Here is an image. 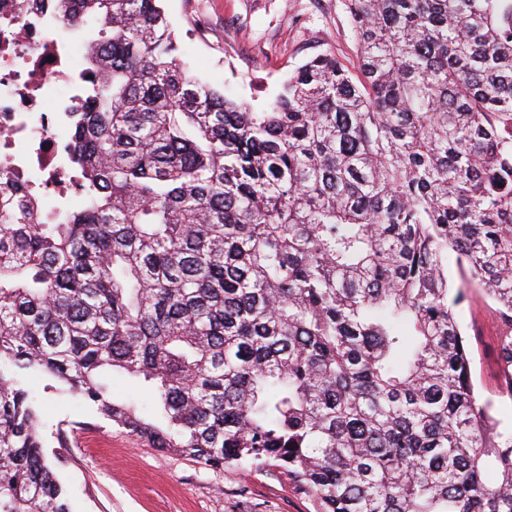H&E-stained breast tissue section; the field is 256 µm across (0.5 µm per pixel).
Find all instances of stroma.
I'll list each match as a JSON object with an SVG mask.
<instances>
[{
  "label": "stroma",
  "instance_id": "stroma-1",
  "mask_svg": "<svg viewBox=\"0 0 512 512\" xmlns=\"http://www.w3.org/2000/svg\"><path fill=\"white\" fill-rule=\"evenodd\" d=\"M163 6L191 71L258 111L289 71L312 56L356 55L344 0H163ZM458 313L476 383L512 426V398L499 394L495 307L474 295ZM29 390L73 512H320L316 497L274 466L212 470L112 426L95 407L45 381Z\"/></svg>",
  "mask_w": 512,
  "mask_h": 512
}]
</instances>
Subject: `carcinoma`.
<instances>
[{
    "label": "carcinoma",
    "mask_w": 512,
    "mask_h": 512,
    "mask_svg": "<svg viewBox=\"0 0 512 512\" xmlns=\"http://www.w3.org/2000/svg\"><path fill=\"white\" fill-rule=\"evenodd\" d=\"M344 2L355 60L312 57L255 112L181 63L159 0H17L97 34L65 147L85 205L38 219L0 168V512H71L42 376L321 512H512V428L456 312L496 306L512 398V0ZM112 392L117 398L129 397L136 400L148 418H154V405L151 396L140 386L127 378L114 373L112 375Z\"/></svg>",
    "instance_id": "1"
}]
</instances>
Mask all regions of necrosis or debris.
<instances>
[{
	"instance_id": "obj_1",
	"label": "necrosis or debris",
	"mask_w": 512,
	"mask_h": 512,
	"mask_svg": "<svg viewBox=\"0 0 512 512\" xmlns=\"http://www.w3.org/2000/svg\"><path fill=\"white\" fill-rule=\"evenodd\" d=\"M61 53L35 19L0 0V160L40 190L67 177L58 163L67 135L62 112L78 71L57 63L43 72L35 65Z\"/></svg>"
}]
</instances>
